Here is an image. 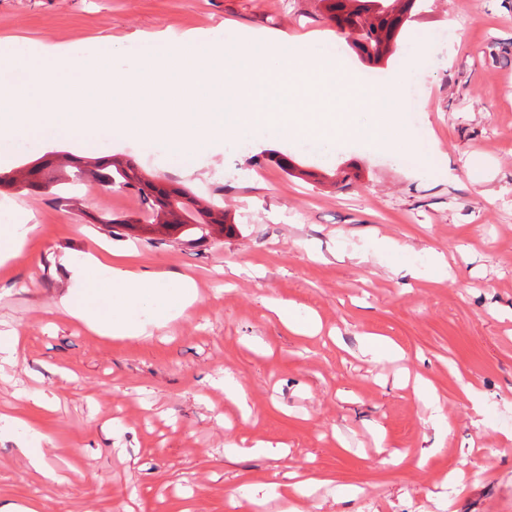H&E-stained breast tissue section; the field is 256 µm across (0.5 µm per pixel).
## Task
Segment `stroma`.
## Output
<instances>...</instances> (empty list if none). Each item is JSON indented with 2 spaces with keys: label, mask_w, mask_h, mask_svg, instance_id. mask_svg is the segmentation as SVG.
I'll return each mask as SVG.
<instances>
[{
  "label": "stroma",
  "mask_w": 512,
  "mask_h": 512,
  "mask_svg": "<svg viewBox=\"0 0 512 512\" xmlns=\"http://www.w3.org/2000/svg\"><path fill=\"white\" fill-rule=\"evenodd\" d=\"M229 26L296 44L335 34L366 85L388 81L405 66V43L432 34L403 94L417 150L397 163L343 141L324 158L268 138L180 168L116 130L105 148L40 138L1 154L2 176L60 152L131 161L223 205L233 223L189 242L143 230L138 198L118 187H72L68 207L53 180L35 193L0 187L11 214L39 226L0 265V333L19 336L15 363L0 362V414L38 430L70 478L43 483L12 432L0 438V505L253 512L249 495L261 490L264 512H512V0H423L377 63L318 0H0V38L88 47ZM282 156L303 178L285 174ZM102 215L116 218L112 230ZM102 247L193 276L197 301L148 338L92 334L55 302L73 285L70 262ZM277 301L315 317L319 332L289 330ZM368 336L400 356H363ZM223 377L243 388L247 411L225 396ZM418 378L440 414L416 393ZM258 442L287 455L251 452ZM309 472L330 485L289 504L269 495L286 474ZM341 486L359 493L337 500Z\"/></svg>",
  "instance_id": "obj_1"
}]
</instances>
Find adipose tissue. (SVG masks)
<instances>
[{"mask_svg": "<svg viewBox=\"0 0 512 512\" xmlns=\"http://www.w3.org/2000/svg\"><path fill=\"white\" fill-rule=\"evenodd\" d=\"M69 270L75 286L59 297L57 307L99 336L148 337L151 327L184 316L198 296L193 278L144 270L113 259L108 250L85 255ZM140 309L147 319L137 317Z\"/></svg>", "mask_w": 512, "mask_h": 512, "instance_id": "obj_1", "label": "adipose tissue"}]
</instances>
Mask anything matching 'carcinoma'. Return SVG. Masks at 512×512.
<instances>
[{"mask_svg":"<svg viewBox=\"0 0 512 512\" xmlns=\"http://www.w3.org/2000/svg\"><path fill=\"white\" fill-rule=\"evenodd\" d=\"M328 17L338 24L341 32L352 39V46L370 61H379L389 49L396 32L407 21L415 0H319ZM74 180L97 181L107 187L118 186L135 194L142 208L151 214L146 225L184 229L190 236L204 242L210 236L209 228L216 226L224 232L227 223L224 209L211 203L195 209L182 204L172 208L171 200L188 192L174 184L164 185L139 172L127 161H102L91 158L76 168Z\"/></svg>","mask_w":512,"mask_h":512,"instance_id":"carcinoma-1","label":"carcinoma"}]
</instances>
